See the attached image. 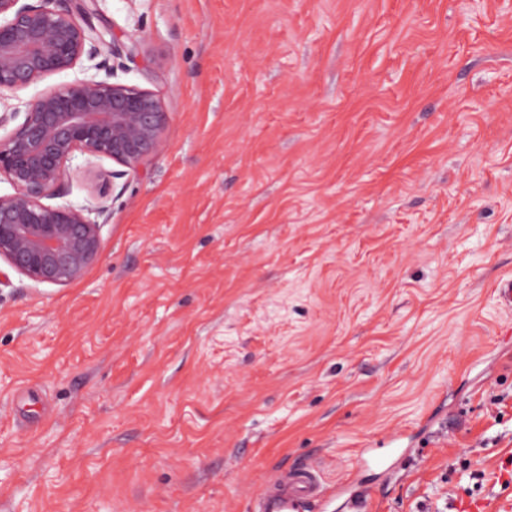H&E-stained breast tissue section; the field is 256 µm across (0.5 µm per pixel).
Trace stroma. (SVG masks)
Masks as SVG:
<instances>
[{
	"label": "stroma",
	"mask_w": 512,
	"mask_h": 512,
	"mask_svg": "<svg viewBox=\"0 0 512 512\" xmlns=\"http://www.w3.org/2000/svg\"><path fill=\"white\" fill-rule=\"evenodd\" d=\"M168 115L102 253L0 286V512L512 500V0H101ZM311 469L301 466L268 480L255 512H313L322 496Z\"/></svg>",
	"instance_id": "obj_1"
}]
</instances>
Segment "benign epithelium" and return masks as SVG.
<instances>
[{
  "label": "benign epithelium",
  "mask_w": 512,
  "mask_h": 512,
  "mask_svg": "<svg viewBox=\"0 0 512 512\" xmlns=\"http://www.w3.org/2000/svg\"><path fill=\"white\" fill-rule=\"evenodd\" d=\"M97 14L98 0H0V90L17 95L59 72L94 71L0 114V127L23 115L0 137V178L12 187L0 194V261L36 284L69 285L98 262V217L106 211L113 180L157 155L168 123L154 93L112 81V60L133 57L137 41H106L90 22ZM78 153L122 169L85 171L91 197L85 207L46 203L71 179L70 163Z\"/></svg>",
  "instance_id": "1"
}]
</instances>
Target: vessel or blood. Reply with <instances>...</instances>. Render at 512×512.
Here are the masks:
<instances>
[{
  "label": "vessel or blood",
  "instance_id": "vessel-or-blood-1",
  "mask_svg": "<svg viewBox=\"0 0 512 512\" xmlns=\"http://www.w3.org/2000/svg\"><path fill=\"white\" fill-rule=\"evenodd\" d=\"M320 499V487L305 465L268 480L255 512H315Z\"/></svg>",
  "mask_w": 512,
  "mask_h": 512
}]
</instances>
